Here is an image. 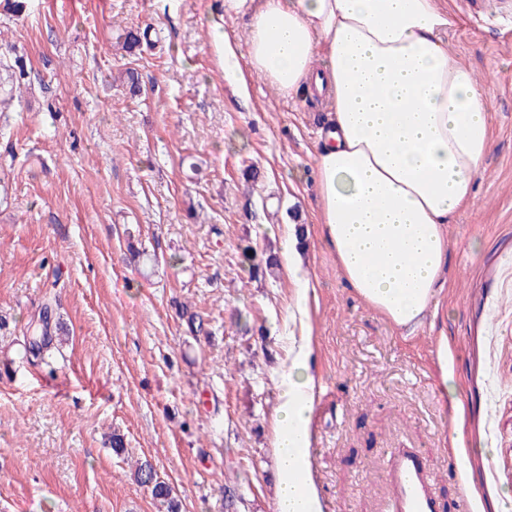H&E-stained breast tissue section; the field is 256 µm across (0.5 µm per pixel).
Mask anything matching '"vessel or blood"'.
I'll use <instances>...</instances> for the list:
<instances>
[{
    "label": "vessel or blood",
    "instance_id": "b4317fda",
    "mask_svg": "<svg viewBox=\"0 0 512 512\" xmlns=\"http://www.w3.org/2000/svg\"><path fill=\"white\" fill-rule=\"evenodd\" d=\"M386 476L391 488L389 512H438L428 468L418 451L391 452Z\"/></svg>",
    "mask_w": 512,
    "mask_h": 512
}]
</instances>
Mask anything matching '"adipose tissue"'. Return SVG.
<instances>
[{"label":"adipose tissue","mask_w":512,"mask_h":512,"mask_svg":"<svg viewBox=\"0 0 512 512\" xmlns=\"http://www.w3.org/2000/svg\"><path fill=\"white\" fill-rule=\"evenodd\" d=\"M248 17V63L281 94L329 105L315 157L320 222L345 283L398 327L434 307L446 228L471 207L487 154V96L444 48L442 0H224ZM293 341L273 453L277 512H322L305 450L315 377Z\"/></svg>","instance_id":"obj_1"}]
</instances>
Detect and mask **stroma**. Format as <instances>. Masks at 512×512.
Listing matches in <instances>:
<instances>
[{
  "label": "stroma",
  "mask_w": 512,
  "mask_h": 512,
  "mask_svg": "<svg viewBox=\"0 0 512 512\" xmlns=\"http://www.w3.org/2000/svg\"><path fill=\"white\" fill-rule=\"evenodd\" d=\"M0 0V43L26 86L0 112V512H276L280 367L314 341L309 448L324 512H388L389 452L418 449L441 512H497L512 484V24L450 0L449 51L490 88L475 199L448 227L439 311L413 331L344 283L319 222L315 152L328 112L258 74L236 93L212 37L248 54L224 0ZM146 30L128 53L120 34ZM135 69L140 95L114 78ZM312 290L250 278L244 246L282 253L294 223ZM157 261L133 263L127 234ZM65 332L53 366L22 356L43 305ZM188 305L207 332L178 314ZM127 451L105 444L112 428ZM134 478L137 484L150 488L152 498L160 504V506H166L167 512L175 511L176 504L172 487L169 483L160 479L158 473L150 463H137Z\"/></svg>",
  "instance_id": "1"
}]
</instances>
